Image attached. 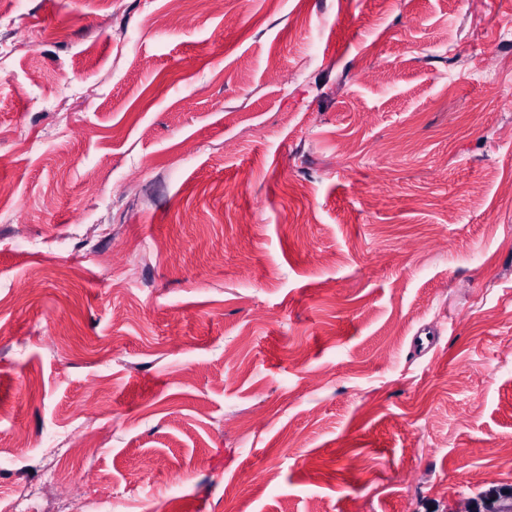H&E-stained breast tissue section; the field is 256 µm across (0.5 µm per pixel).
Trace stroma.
Here are the masks:
<instances>
[{
  "label": "stroma",
  "mask_w": 512,
  "mask_h": 512,
  "mask_svg": "<svg viewBox=\"0 0 512 512\" xmlns=\"http://www.w3.org/2000/svg\"><path fill=\"white\" fill-rule=\"evenodd\" d=\"M511 34L512 0H0V507L512 485ZM51 447L57 450L56 465L63 467L72 464L75 460L83 456L84 448H87V443L80 438L65 437L59 439L51 437L48 439ZM40 498V492L36 484L27 482L17 483L14 488V499L7 508L10 511L23 508L20 511L41 512L42 504Z\"/></svg>",
  "instance_id": "1"
}]
</instances>
